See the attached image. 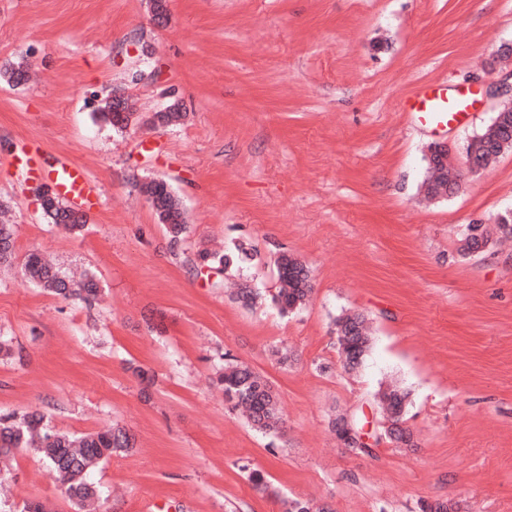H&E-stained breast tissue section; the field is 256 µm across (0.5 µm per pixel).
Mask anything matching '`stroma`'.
<instances>
[{
	"mask_svg": "<svg viewBox=\"0 0 512 512\" xmlns=\"http://www.w3.org/2000/svg\"><path fill=\"white\" fill-rule=\"evenodd\" d=\"M0 0V224L17 229L0 265V415L44 414L82 435L128 431L133 448L92 479L105 501L79 507L29 448L14 450L0 507L49 512H512V240L459 254L471 221L512 203V151L442 201L419 192L424 154L462 144L497 111L485 86L512 73V0ZM25 65L28 80L8 83ZM473 92L468 120L422 124L421 88ZM146 118L117 130L111 92ZM86 170L100 207L79 233L47 223L12 157L23 142ZM168 181L188 225L170 248L141 190ZM245 242L259 260L245 304L199 255ZM36 252L89 271L100 294L64 300L25 281ZM301 260L309 303H272L273 258ZM363 314L372 346L345 372L335 318ZM248 363L278 396L283 431L265 435L229 411L215 380ZM410 392L414 447L347 450L346 412L380 433L375 395ZM259 472L256 486L251 472Z\"/></svg>",
	"mask_w": 512,
	"mask_h": 512,
	"instance_id": "1",
	"label": "stroma"
}]
</instances>
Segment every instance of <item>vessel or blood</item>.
I'll use <instances>...</instances> for the list:
<instances>
[{"mask_svg": "<svg viewBox=\"0 0 512 512\" xmlns=\"http://www.w3.org/2000/svg\"><path fill=\"white\" fill-rule=\"evenodd\" d=\"M415 104L420 118L434 125H458L469 117L467 100L459 97L448 98L434 89L419 91ZM12 161L30 179L48 181L56 196L76 208L84 211L96 208L97 192L84 169L66 159H48L39 141H28L13 156Z\"/></svg>", "mask_w": 512, "mask_h": 512, "instance_id": "b4317fda", "label": "vessel or blood"}]
</instances>
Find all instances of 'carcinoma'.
<instances>
[{
    "instance_id": "1",
    "label": "carcinoma",
    "mask_w": 512,
    "mask_h": 512,
    "mask_svg": "<svg viewBox=\"0 0 512 512\" xmlns=\"http://www.w3.org/2000/svg\"><path fill=\"white\" fill-rule=\"evenodd\" d=\"M103 117L113 127L128 128L135 113L119 111V105L107 98L102 112ZM185 117L177 104H172L165 112H158L147 119L145 124L157 121L167 124L178 122ZM465 160L487 170L506 152L512 151V123L502 129L484 127L481 132L468 140L463 147ZM148 196L160 223L164 224L174 245L181 242L186 232L184 210L170 184L163 179H153L142 186ZM45 214L53 223L74 232L87 222V215L53 199ZM478 231L470 235L469 230ZM489 225L473 221L466 225L462 235L460 255L469 257L472 249L484 253L492 248L494 238ZM15 253V230L10 224H0V264L8 263ZM255 259L251 249L243 244L235 246V253L218 260L224 271L240 272L248 268ZM279 288L273 302L283 312L293 311L303 306L309 299L313 284L309 271L296 257L283 252L274 260ZM22 273L26 280L40 285L45 290L64 299L78 298L85 302L95 300L99 287L93 276L75 283L62 271L49 264L40 254L32 252L25 257ZM336 336L346 367L356 369L364 362L370 349L371 337L366 320L360 315L342 314L335 320ZM223 386L224 399L229 409L239 408L247 412L251 425L265 433L277 434L284 424L283 414L277 396L268 382L247 363L234 358L227 359L224 373L218 379ZM377 398L385 418L384 434L393 437L396 443L409 444L411 433L404 427L409 394L397 386H387L377 393ZM348 424L360 431L363 429L361 417L356 414L341 416L334 422L336 436L344 441L345 432L340 426ZM131 447V437L120 428L88 433L81 436L61 433L38 414L0 416V454L7 456L16 448H31L37 452L45 466L55 476L62 494L79 503L100 499V486L89 479V471Z\"/></svg>"
}]
</instances>
